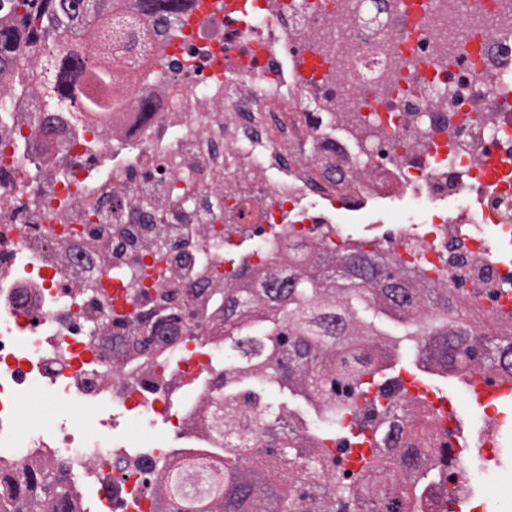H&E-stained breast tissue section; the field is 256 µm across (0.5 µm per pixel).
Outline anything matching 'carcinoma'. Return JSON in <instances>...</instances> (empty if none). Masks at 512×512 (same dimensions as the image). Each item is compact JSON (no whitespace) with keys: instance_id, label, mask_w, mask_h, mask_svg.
Listing matches in <instances>:
<instances>
[{"instance_id":"cac0c4a2","label":"carcinoma","mask_w":512,"mask_h":512,"mask_svg":"<svg viewBox=\"0 0 512 512\" xmlns=\"http://www.w3.org/2000/svg\"><path fill=\"white\" fill-rule=\"evenodd\" d=\"M179 2L146 0L148 26L177 30ZM110 7L111 0H8L0 8V76L55 40L62 66L50 86L63 95L72 72L96 54L94 45L68 44L67 35L106 23ZM334 257L335 264L303 257L282 278L250 274L224 289V390L213 422L224 455L168 467L158 497L175 499L178 512H254L260 487L267 512H354L365 499L375 512H430L450 456L425 447L428 436L406 425L389 361L415 374L400 360L403 346L443 370H459L466 358L512 377V335L477 334L448 306L449 289L390 255ZM414 305L429 312L414 318ZM395 332L401 341L388 350ZM294 395L351 422L340 433L326 426L302 436L286 415ZM256 408L263 409L257 421ZM366 443L367 465L336 479L335 452ZM270 470L283 486L265 480ZM21 473V484L0 491V512H74L70 488L48 469L25 464ZM188 473L204 479L192 495L184 490Z\"/></svg>"}]
</instances>
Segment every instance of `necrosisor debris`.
I'll return each mask as SVG.
<instances>
[{"label": "necrosis or debris", "mask_w": 512, "mask_h": 512, "mask_svg": "<svg viewBox=\"0 0 512 512\" xmlns=\"http://www.w3.org/2000/svg\"><path fill=\"white\" fill-rule=\"evenodd\" d=\"M141 18L128 0L95 32L96 65L121 80L162 51L173 67L100 89L83 136L82 103L49 133L47 82L0 77L18 133L0 140V455L48 452L95 512H155L165 466L217 448L225 283L292 242L348 250L337 210L420 201L430 223L365 251L424 267L466 319L512 299V260L491 257L512 250V0H237L175 39L127 38ZM45 390L87 426L20 429L16 399ZM122 414L173 434L131 449L108 431Z\"/></svg>", "instance_id": "1"}]
</instances>
